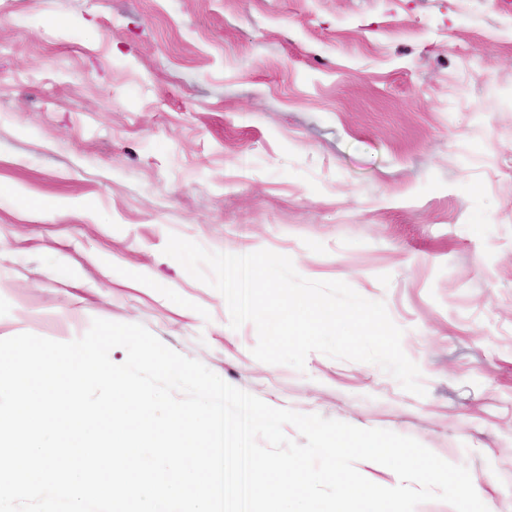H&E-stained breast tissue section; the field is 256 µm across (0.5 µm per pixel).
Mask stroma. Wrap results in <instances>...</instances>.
I'll use <instances>...</instances> for the list:
<instances>
[{"instance_id": "35a3bbf8", "label": "stroma", "mask_w": 512, "mask_h": 512, "mask_svg": "<svg viewBox=\"0 0 512 512\" xmlns=\"http://www.w3.org/2000/svg\"><path fill=\"white\" fill-rule=\"evenodd\" d=\"M172 234L384 302L425 395L256 360ZM96 318L512 512V0H0V339ZM403 467L399 469L400 478H407L409 471L412 470H427L430 471L434 477L441 483H448V479L461 488V497L467 502H475L484 500L486 498V491L484 482L480 480H469L465 482H456L454 478L449 476L448 461H433L423 448L408 449L402 456Z\"/></svg>"}]
</instances>
